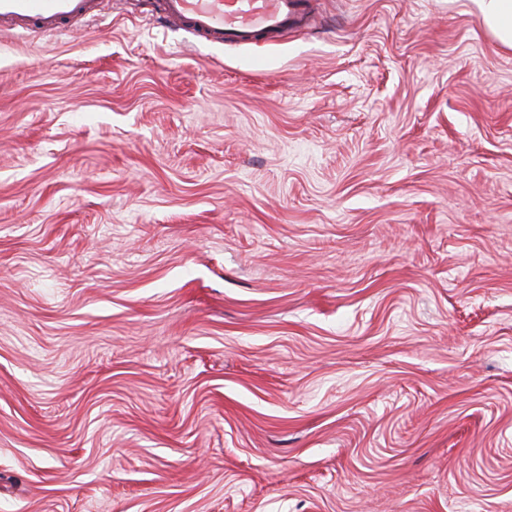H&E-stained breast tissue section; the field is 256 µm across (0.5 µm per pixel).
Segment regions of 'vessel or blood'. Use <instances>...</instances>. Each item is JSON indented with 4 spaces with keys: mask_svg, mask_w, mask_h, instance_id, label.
Returning <instances> with one entry per match:
<instances>
[{
    "mask_svg": "<svg viewBox=\"0 0 512 512\" xmlns=\"http://www.w3.org/2000/svg\"><path fill=\"white\" fill-rule=\"evenodd\" d=\"M99 14V0H0V22L20 32H55ZM166 22L194 38L250 45L306 25L308 0H164Z\"/></svg>",
    "mask_w": 512,
    "mask_h": 512,
    "instance_id": "b4317fda",
    "label": "vessel or blood"
}]
</instances>
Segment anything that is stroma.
<instances>
[{"instance_id": "stroma-1", "label": "stroma", "mask_w": 512, "mask_h": 512, "mask_svg": "<svg viewBox=\"0 0 512 512\" xmlns=\"http://www.w3.org/2000/svg\"><path fill=\"white\" fill-rule=\"evenodd\" d=\"M313 3L0 30V512H512V50ZM162 14L199 41L241 46L309 21L308 0H164Z\"/></svg>"}]
</instances>
